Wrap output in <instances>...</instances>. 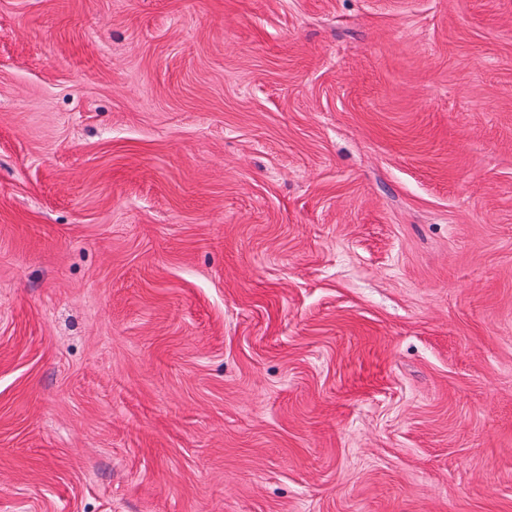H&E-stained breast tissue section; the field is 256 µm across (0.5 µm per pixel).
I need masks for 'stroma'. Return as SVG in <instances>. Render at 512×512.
<instances>
[{"mask_svg":"<svg viewBox=\"0 0 512 512\" xmlns=\"http://www.w3.org/2000/svg\"><path fill=\"white\" fill-rule=\"evenodd\" d=\"M0 512H512V0H0Z\"/></svg>","mask_w":512,"mask_h":512,"instance_id":"stroma-1","label":"stroma"}]
</instances>
